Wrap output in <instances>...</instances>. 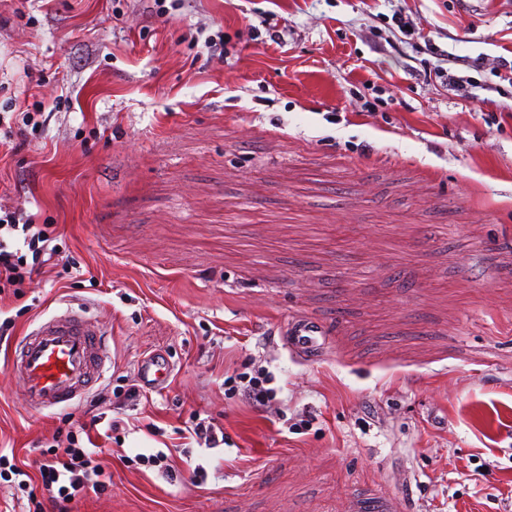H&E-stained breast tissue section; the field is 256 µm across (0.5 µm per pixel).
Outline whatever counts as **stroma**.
Masks as SVG:
<instances>
[{
  "label": "stroma",
  "mask_w": 512,
  "mask_h": 512,
  "mask_svg": "<svg viewBox=\"0 0 512 512\" xmlns=\"http://www.w3.org/2000/svg\"><path fill=\"white\" fill-rule=\"evenodd\" d=\"M152 3L0 0V114L39 115L0 207L75 262L0 308L19 337L70 302L109 337L104 381L39 414L0 343V443L34 475L98 418L112 484L71 512H512V0ZM450 54L476 98L429 77ZM154 352L166 384L115 398ZM255 364L271 405L224 391ZM196 412L231 446L189 444ZM160 450L174 475L135 464ZM287 331L288 346L310 357L317 356L325 343L326 330L313 318H296L288 324Z\"/></svg>",
  "instance_id": "35a3bbf8"
}]
</instances>
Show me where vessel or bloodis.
<instances>
[{"mask_svg":"<svg viewBox=\"0 0 512 512\" xmlns=\"http://www.w3.org/2000/svg\"><path fill=\"white\" fill-rule=\"evenodd\" d=\"M326 330L317 320L300 317L288 325L287 344L314 357L325 343ZM104 333L84 312L66 309L42 322L16 344L11 365L23 380V399L33 413L71 403L95 386L104 373ZM142 376L153 387L170 376L165 361L143 363Z\"/></svg>","mask_w":512,"mask_h":512,"instance_id":"vessel-or-blood-1","label":"vessel or blood"}]
</instances>
